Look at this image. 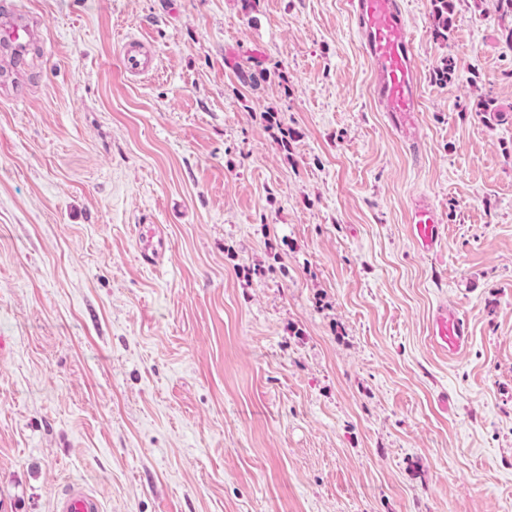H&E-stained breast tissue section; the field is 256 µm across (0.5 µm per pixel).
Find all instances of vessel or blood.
<instances>
[{
    "label": "vessel or blood",
    "mask_w": 512,
    "mask_h": 512,
    "mask_svg": "<svg viewBox=\"0 0 512 512\" xmlns=\"http://www.w3.org/2000/svg\"><path fill=\"white\" fill-rule=\"evenodd\" d=\"M358 20V39L374 73L371 94L389 124L404 139L416 138L421 110L419 65L407 17L401 0H349ZM38 30L18 5L0 13V50L21 54L35 42ZM121 65L127 74L140 76L155 67V57L140 41L126 40L120 50ZM410 240L421 253L433 252L441 243L445 226L434 205L425 198L412 201L408 214ZM139 258L149 269L164 261L165 242L155 229L139 236ZM429 340L448 355L467 349L470 332L467 322L449 306H438L432 314ZM53 512H104L99 494L85 481H70L53 504Z\"/></svg>",
    "instance_id": "vessel-or-blood-1"
}]
</instances>
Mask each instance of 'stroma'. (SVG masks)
Returning a JSON list of instances; mask_svg holds the SVG:
<instances>
[{
  "mask_svg": "<svg viewBox=\"0 0 512 512\" xmlns=\"http://www.w3.org/2000/svg\"><path fill=\"white\" fill-rule=\"evenodd\" d=\"M0 57V512H512V51L403 0L409 148L348 0H16ZM135 37L156 57L123 72ZM450 82L434 73L447 57ZM494 98L502 121L465 116ZM294 130L281 144L264 120ZM446 235L407 238L414 196ZM157 224L162 268L136 259ZM454 306L468 350L428 339ZM450 408H443L440 395ZM38 37L37 27L30 23L18 5L6 6L0 19V49L22 54ZM120 60L124 72L132 76L147 74L155 68L154 55L147 53L136 38L122 43ZM99 494L85 481L72 480L53 504V512H103Z\"/></svg>",
  "mask_w": 512,
  "mask_h": 512,
  "instance_id": "stroma-1",
  "label": "stroma"
}]
</instances>
